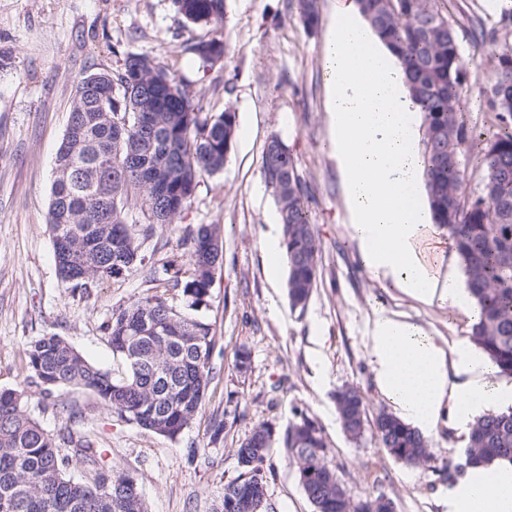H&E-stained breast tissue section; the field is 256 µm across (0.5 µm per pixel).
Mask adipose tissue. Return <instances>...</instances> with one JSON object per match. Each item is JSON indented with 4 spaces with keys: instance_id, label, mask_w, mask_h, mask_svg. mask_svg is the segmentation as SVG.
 Returning a JSON list of instances; mask_svg holds the SVG:
<instances>
[{
    "instance_id": "1",
    "label": "adipose tissue",
    "mask_w": 512,
    "mask_h": 512,
    "mask_svg": "<svg viewBox=\"0 0 512 512\" xmlns=\"http://www.w3.org/2000/svg\"><path fill=\"white\" fill-rule=\"evenodd\" d=\"M330 143L345 186L351 228L377 277L408 295L470 309L455 279L437 281L414 244L432 218L424 204L416 114L403 67L362 17L342 0L325 48ZM376 384L397 417L423 436L441 417L468 430L474 418L512 405V384L471 352L466 339L440 344L399 316L377 313L368 331ZM448 512H512V465L474 464L448 488Z\"/></svg>"
}]
</instances>
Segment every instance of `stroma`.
<instances>
[{"label":"stroma","mask_w":512,"mask_h":512,"mask_svg":"<svg viewBox=\"0 0 512 512\" xmlns=\"http://www.w3.org/2000/svg\"><path fill=\"white\" fill-rule=\"evenodd\" d=\"M338 2L320 0L319 27L310 32L292 0H226L218 32L187 22L174 0H0V390L24 379L27 345L46 333L117 373L106 330L113 311L154 294L179 304L163 265L184 254L182 241L198 225L222 230L223 265L199 312L215 336L213 381L197 419L177 440L126 422L82 389L63 391L55 404L29 391L28 408L47 431L65 425L68 408L81 412L114 471L136 480L149 512H211L225 483L240 473V443L263 424L284 430L299 412L321 427L327 460L352 500L383 495L396 512H447L444 472L462 462L467 435L441 420L429 438L430 463L406 465L374 430L350 441L336 412L335 394L345 386L360 389L368 418L392 409L370 364L366 329L375 311L450 340L470 336L473 325L471 314L452 304L422 303L376 278L353 238L330 153L325 45ZM218 34L225 55L203 66L193 48ZM459 43L479 75L465 97L468 117L479 121L496 82L491 52H474L464 33ZM131 54L153 59L205 111L236 112L237 131L223 170L200 178L171 227L146 232L147 214L129 200L126 218L143 261L84 290L64 281L55 262L46 222L54 161L76 82L120 71ZM274 135L296 159L320 245L318 286L302 311L289 304L287 268L272 270L262 249L278 220L262 176L263 148ZM430 232L418 252L431 275L462 277L447 231ZM242 349L251 356L244 372L236 367ZM214 417L224 421L216 437L208 429ZM264 471L267 512H313L286 448L274 445Z\"/></svg>","instance_id":"stroma-1"}]
</instances>
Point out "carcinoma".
Returning <instances> with one entry per match:
<instances>
[{
    "mask_svg": "<svg viewBox=\"0 0 512 512\" xmlns=\"http://www.w3.org/2000/svg\"><path fill=\"white\" fill-rule=\"evenodd\" d=\"M306 29L319 26L317 0H296ZM359 11L397 54L409 89L423 115L421 156L433 223L448 231L466 288L475 301L470 341L502 376L512 377V13L496 28L481 16L469 18L473 46H494L497 80L486 102L490 129L479 130L462 117L470 73L458 33L444 0H356ZM192 24L218 25L224 0H176ZM203 64L224 57L225 45L213 38L194 46ZM71 112L76 124L66 130L56 161L73 177L53 182L47 224L61 277L84 288L117 278L142 262L123 208L140 198L149 224L173 222L190 203L204 175L224 167L237 129L230 109L212 115L183 92L175 79L147 56L126 58L121 71L90 73L77 82ZM475 153L482 171L479 187L468 188L462 159ZM95 170L89 179L85 173ZM262 175L276 200L288 262L292 308L308 304L318 279V244L305 206V185L288 146L277 136L263 150ZM189 275L176 260L164 266L171 287L180 291L174 306L161 296L145 297L112 312L107 324L112 354L124 372L113 376L88 361L63 337L45 334L26 350L27 374L17 389L0 391V512H148L134 478L108 466L106 450L75 428L81 414L69 410L58 434L45 430L28 411L29 388L43 399L71 388L92 392L127 422L177 439L197 416L211 381L215 347L210 324L199 317L223 244L215 224H201L189 238ZM336 410L352 440L367 420L359 390L336 392ZM375 428L383 447L408 465L430 461L427 440L395 415L380 414ZM266 425L254 429L237 448L240 474L224 484L213 512H264L263 464L269 449ZM296 459L299 481L315 512H380L381 497L352 501L326 461L317 422L300 415L282 436ZM512 463V409L483 415L474 422L465 466L490 461ZM80 463L85 475L71 474Z\"/></svg>",
    "mask_w": 512,
    "mask_h": 512,
    "instance_id": "carcinoma-1",
    "label": "carcinoma"
}]
</instances>
